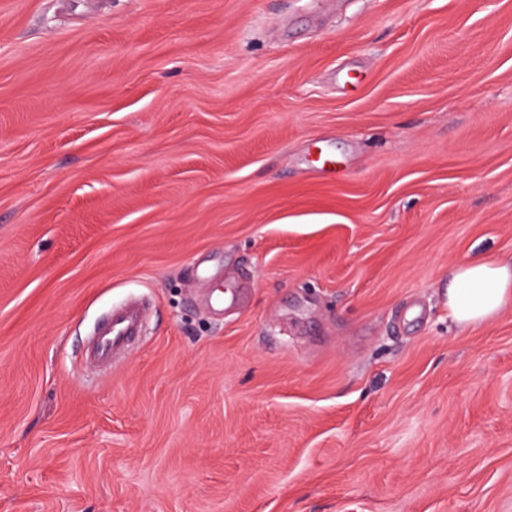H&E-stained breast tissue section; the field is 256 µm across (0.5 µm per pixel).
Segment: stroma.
<instances>
[{"label": "stroma", "instance_id": "obj_1", "mask_svg": "<svg viewBox=\"0 0 512 512\" xmlns=\"http://www.w3.org/2000/svg\"><path fill=\"white\" fill-rule=\"evenodd\" d=\"M471 258L512 261V0H0V512H512ZM133 324L134 316L131 312H127L122 316L113 315L110 330L104 335L99 346V356L105 359H112V352L132 331Z\"/></svg>", "mask_w": 512, "mask_h": 512}]
</instances>
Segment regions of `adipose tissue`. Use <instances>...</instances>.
Here are the masks:
<instances>
[{
  "instance_id": "obj_1",
  "label": "adipose tissue",
  "mask_w": 512,
  "mask_h": 512,
  "mask_svg": "<svg viewBox=\"0 0 512 512\" xmlns=\"http://www.w3.org/2000/svg\"><path fill=\"white\" fill-rule=\"evenodd\" d=\"M512 305V263L472 259L448 276V319L459 327L484 324Z\"/></svg>"
}]
</instances>
